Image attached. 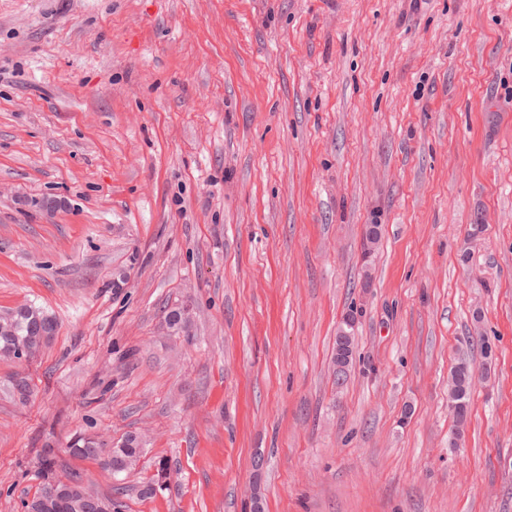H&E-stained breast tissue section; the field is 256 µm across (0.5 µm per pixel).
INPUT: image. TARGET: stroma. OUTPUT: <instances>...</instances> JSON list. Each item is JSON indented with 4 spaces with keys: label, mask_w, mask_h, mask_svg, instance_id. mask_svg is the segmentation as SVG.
I'll return each instance as SVG.
<instances>
[{
    "label": "stroma",
    "mask_w": 512,
    "mask_h": 512,
    "mask_svg": "<svg viewBox=\"0 0 512 512\" xmlns=\"http://www.w3.org/2000/svg\"><path fill=\"white\" fill-rule=\"evenodd\" d=\"M26 304L57 331L0 357V512L46 447L114 512H512V0H0ZM129 433L128 474L68 452ZM345 322L339 327L336 336V349L334 356V363L336 366V382L343 379L346 371L351 363L352 355L354 354V338L355 336H344L342 334ZM474 380V373L469 364L462 362L455 367L451 379L449 400L456 403L453 411L460 423L465 419Z\"/></svg>",
    "instance_id": "stroma-1"
}]
</instances>
